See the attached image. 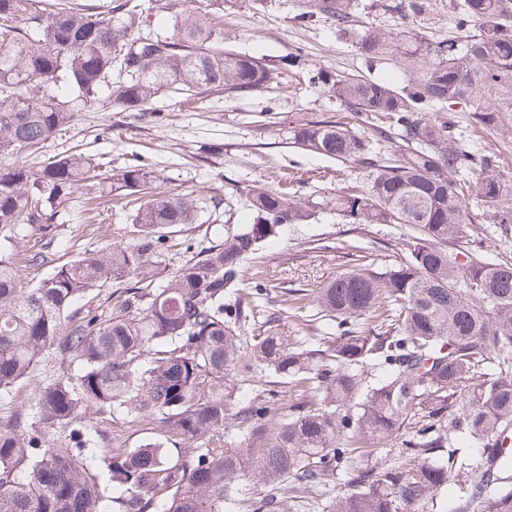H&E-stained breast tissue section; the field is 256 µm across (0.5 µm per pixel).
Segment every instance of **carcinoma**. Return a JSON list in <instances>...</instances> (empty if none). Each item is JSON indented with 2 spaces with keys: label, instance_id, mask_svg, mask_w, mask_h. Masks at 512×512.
<instances>
[{
  "label": "carcinoma",
  "instance_id": "obj_1",
  "mask_svg": "<svg viewBox=\"0 0 512 512\" xmlns=\"http://www.w3.org/2000/svg\"><path fill=\"white\" fill-rule=\"evenodd\" d=\"M175 14L166 36L152 10ZM352 0L318 7L348 30ZM224 0H0V226L16 240L54 220L77 194L128 199V240L55 263L46 244L27 265H52L26 287L0 256V395L49 365L34 417L0 420V512H283L293 485L321 496L343 484L328 512H424L462 478L454 512H512V262H487L466 243L475 188L499 224L512 223V184L496 155L469 149L439 104L512 93V0H464L457 33L427 42L410 31L369 30L360 49L413 69L398 91L362 76L302 66L301 53L256 58L224 48L212 22ZM302 75L370 126L297 116L295 143L367 170L366 186L334 198L336 215L384 266L341 274L314 306L287 297L264 309L261 285L244 294V265L283 224H306L320 203L256 188L252 222L201 248L163 277L174 225L196 206L161 190L135 159L112 171L74 150L43 165L47 147L85 108L147 112L173 90L204 95L278 90ZM496 121L477 106L474 128ZM396 141L388 153L381 141ZM372 224L407 239L364 237ZM108 311L82 312L112 281ZM289 318L302 336L280 332ZM273 375L282 391L254 389ZM89 407L130 424L148 413L161 434L105 450L90 425L75 448L73 423ZM398 452V464L374 455Z\"/></svg>",
  "mask_w": 512,
  "mask_h": 512
}]
</instances>
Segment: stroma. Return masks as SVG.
I'll return each mask as SVG.
<instances>
[{"instance_id":"obj_1","label":"stroma","mask_w":512,"mask_h":512,"mask_svg":"<svg viewBox=\"0 0 512 512\" xmlns=\"http://www.w3.org/2000/svg\"><path fill=\"white\" fill-rule=\"evenodd\" d=\"M461 0H424L421 13L404 16L402 0H355V24L349 31L317 14V0H226L224 45L255 57L285 56L298 51L309 67L340 75H358L387 82L395 88L408 85L411 71L397 57L367 59L359 48L369 30L399 33L410 29L433 42L455 34V15ZM313 12L311 22L296 15ZM496 109L495 123L484 130L470 126L471 106L461 101L439 106L433 118L449 119L465 131L471 146L494 151L501 172L512 180V105L502 98H488ZM316 120L339 117L343 110L320 89L301 77L291 78L277 100L268 93L245 96H211L185 105L182 95L157 98L146 115L114 112L98 106L79 113L66 132L51 141L47 153L55 155L74 147L119 168L134 157L153 165L164 189L191 195L199 205L197 222L173 233V251L164 252L162 266L174 272L188 256L223 239L227 229L250 222L245 195L255 187L273 188L295 200L322 201L336 192L360 187L366 172L355 162L337 161L292 144L288 124L293 116ZM224 201L223 211L210 213L211 197ZM470 213L479 215L485 238L480 257L512 261V234L502 235L498 225L484 216L477 195L465 201ZM126 226L125 201L119 196L101 198L94 211L72 202L57 213L50 252L58 261L74 259L85 250L120 240ZM356 234L335 212L324 211L307 224L283 226L265 242L256 258L245 265L246 276L260 274L269 301L287 291H316L339 274L361 265L352 244ZM105 436L107 448H133L159 431L157 417L138 418L133 425L113 422L108 416L92 419Z\"/></svg>"}]
</instances>
